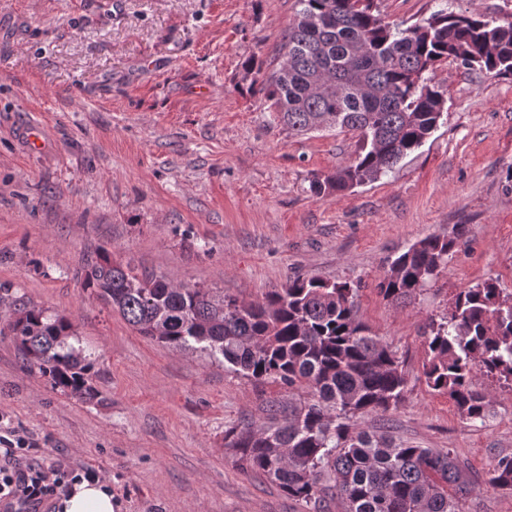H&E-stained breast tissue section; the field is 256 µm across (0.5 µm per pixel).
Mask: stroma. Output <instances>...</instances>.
Segmentation results:
<instances>
[{"label":"stroma","mask_w":512,"mask_h":512,"mask_svg":"<svg viewBox=\"0 0 512 512\" xmlns=\"http://www.w3.org/2000/svg\"><path fill=\"white\" fill-rule=\"evenodd\" d=\"M448 8L512 16V0H373L408 27ZM297 0H0V421L31 437V457L103 474L114 512H310L242 471L224 446L266 402L298 399L201 350L140 336L83 286L100 248L171 283L258 302L292 274L361 283L357 315L404 360L398 410L361 418L421 448L453 450L473 484L463 512H512L489 486L512 454V387L483 381L484 421L463 420L422 377L420 327L492 280L512 293V78L455 63L437 129L394 172L318 195L314 174L350 164L346 129L298 134L251 92L243 63H279ZM38 124L44 148L21 131ZM467 227L415 300L376 289L390 257ZM21 299L69 319L101 402L55 391L8 330Z\"/></svg>","instance_id":"obj_1"}]
</instances>
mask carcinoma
<instances>
[{
	"instance_id": "cac0c4a2",
	"label": "carcinoma",
	"mask_w": 512,
	"mask_h": 512,
	"mask_svg": "<svg viewBox=\"0 0 512 512\" xmlns=\"http://www.w3.org/2000/svg\"><path fill=\"white\" fill-rule=\"evenodd\" d=\"M299 2L282 60L251 87L290 131L358 133L355 161L312 179L318 195L375 181L422 146L447 103V91L433 82L439 63L451 59L512 78L511 18L441 9L400 28L373 13L371 0ZM466 233L457 224L447 236L413 243L388 260L377 290L392 301L421 293ZM83 287L165 347L199 348L248 378L307 390L309 398L286 411L266 404L265 426L247 422L224 431V447L241 468L271 479L289 498L322 512L327 477L344 512H462L460 495L471 481L453 451L396 443L358 423L398 409L407 392L397 351L357 318L360 285L296 275L263 301L245 303L140 276L104 249L85 267ZM11 312L10 331L30 369L79 400L101 397L90 365L70 342L68 319L24 301ZM421 336L427 387L448 395L465 420H485L489 394L479 381L512 386V294L493 281L467 288L450 312L427 320ZM489 486L512 491L511 454L498 458Z\"/></svg>"
}]
</instances>
